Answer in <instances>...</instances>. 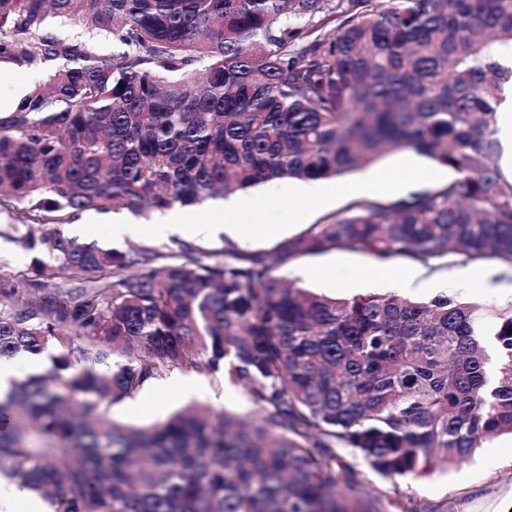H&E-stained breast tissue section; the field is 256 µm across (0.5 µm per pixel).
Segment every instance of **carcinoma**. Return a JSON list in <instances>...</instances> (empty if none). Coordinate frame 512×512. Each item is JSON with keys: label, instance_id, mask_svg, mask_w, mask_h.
I'll return each instance as SVG.
<instances>
[{"label": "carcinoma", "instance_id": "carcinoma-1", "mask_svg": "<svg viewBox=\"0 0 512 512\" xmlns=\"http://www.w3.org/2000/svg\"><path fill=\"white\" fill-rule=\"evenodd\" d=\"M86 19L119 58L47 30ZM512 0H0V63L62 65L0 113V194L31 270L0 308V360L49 352L0 396V479L50 512H435L363 481L466 461L512 433V309L285 282L336 248L424 266L512 263V182L495 116L512 87ZM398 148L456 171L362 200L276 246H186L159 267L80 242L79 211L192 205L265 182L333 179ZM55 260L49 264L42 259ZM88 283L40 305L30 288ZM244 388L254 417L187 408L112 421L173 370ZM336 453L339 456L343 457L345 460L354 464L356 469H358L361 472L362 478L365 479L366 481L379 487H391V481L382 478L379 474L368 468V466L363 462V460L360 457L355 456L352 453L350 448H336Z\"/></svg>", "mask_w": 512, "mask_h": 512}]
</instances>
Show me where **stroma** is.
Returning a JSON list of instances; mask_svg holds the SVG:
<instances>
[{"label": "stroma", "instance_id": "35a3bbf8", "mask_svg": "<svg viewBox=\"0 0 512 512\" xmlns=\"http://www.w3.org/2000/svg\"><path fill=\"white\" fill-rule=\"evenodd\" d=\"M50 30L62 38L85 41L97 53L107 57L118 55L121 51L120 45L113 41L111 35L94 30L83 20L54 19L50 22ZM368 174V169L364 168L335 180H325L324 186L329 189L330 195L325 203L317 206H301L295 202L292 196L294 182L266 184L265 221L278 225L277 233L246 235L235 239L225 234L209 238L196 237L191 244L204 260L219 261L224 257V245L227 242H234L245 251L265 250L307 232L312 225L324 223L328 217L349 209L353 202L396 201L397 196L393 193L361 190L360 185ZM156 219L157 215L153 212L135 214L126 210L108 213L86 210L79 212L73 222L81 228L79 241L102 248L129 255L145 250L165 255L178 252L180 238L159 239L147 230L131 239L116 241L112 238V226L115 223L129 220L147 227L155 223ZM25 232V227L17 223L15 202L8 198L0 200V302L7 301L8 291L18 276L28 271L34 256L33 251L21 242ZM320 262L334 263L351 270V282L341 285L307 276V269ZM371 263V257L362 252L335 249L317 258H296L282 270L281 275L328 296L352 297L393 291L391 282L364 276V269ZM394 263L401 269L417 273L420 286L415 289L414 298L428 300L445 294L462 301L476 298L499 310L512 308V264L495 256L487 255L473 262L474 267L489 273L490 284L486 287L460 278L459 271L465 261L456 256L449 257L444 266L437 268L426 267L403 257L395 258ZM170 377L194 382L198 387L197 392L156 393L147 387L135 399L113 405V420L150 424L191 403L216 410L226 409L241 415L251 416L255 413L243 388L222 383L207 368L176 370L171 372ZM396 484L404 494L434 506L437 512H512V436L505 434L490 440L462 464L437 469L424 478H400Z\"/></svg>", "mask_w": 512, "mask_h": 512}]
</instances>
